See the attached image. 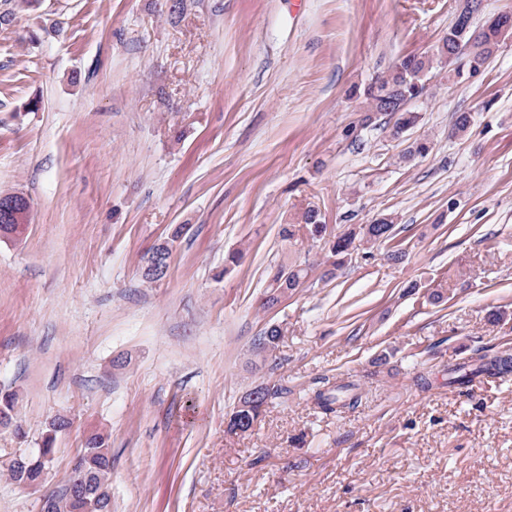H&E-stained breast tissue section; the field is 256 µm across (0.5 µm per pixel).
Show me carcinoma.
Returning a JSON list of instances; mask_svg holds the SVG:
<instances>
[{
    "mask_svg": "<svg viewBox=\"0 0 512 512\" xmlns=\"http://www.w3.org/2000/svg\"><path fill=\"white\" fill-rule=\"evenodd\" d=\"M468 2H470L468 13L455 16L454 22L448 27V34L443 38L442 46L436 52L408 55L389 75L376 78L364 88L363 97L369 104V111L395 117L392 126L393 136L398 138L418 125L419 113L408 109L406 103L418 97L423 91L427 76L433 68V60L452 66L450 72L462 79L484 70L496 47L506 38L503 26L506 24L512 26V14H500L479 23L471 19V13L481 11V0H468ZM393 229V220L383 216L373 224H348L344 230L334 234L328 230V225L324 223L320 211L310 207L302 213L300 223L283 225L281 236L285 240L292 241L300 235L318 244L324 252L325 263L330 266V269L325 271V275L332 277L335 271L345 264L346 258L357 248V244L375 245L389 242L394 238ZM171 254L170 250L158 253L154 269L144 273L145 279L154 282L165 277ZM309 270V266L300 264L278 266L269 278L268 292L263 306L273 308L282 297L301 287L309 276ZM285 332L286 328L283 325L270 324L263 336L258 338L256 348L266 353L276 350ZM511 372V355L493 358L481 356L472 362L449 366L448 385L463 388L477 376H502ZM286 394L288 389L272 386L265 388L264 395L248 406L243 405L245 399H240L230 414L228 430L232 433L247 432L252 428V424L259 420L271 400ZM360 398L359 384L351 380L340 383L332 389L316 391L312 402L327 414L335 413L337 409L345 406L354 407L359 403ZM15 404L16 394L0 395V425L11 427L15 433L22 435L24 431L16 417ZM68 427L69 421L63 417L51 423L40 446L42 454H53L56 434ZM78 465L88 477L90 488L95 489L110 481L112 449L109 448L104 435L92 433L86 437L85 446L78 458ZM0 474L16 484L35 482L42 476L39 456L33 455L24 466L19 468L5 463L0 466ZM56 502V512H112L110 497L98 506L94 501V495L88 494L81 499L68 490L56 497Z\"/></svg>",
    "mask_w": 512,
    "mask_h": 512,
    "instance_id": "obj_1",
    "label": "carcinoma"
}]
</instances>
